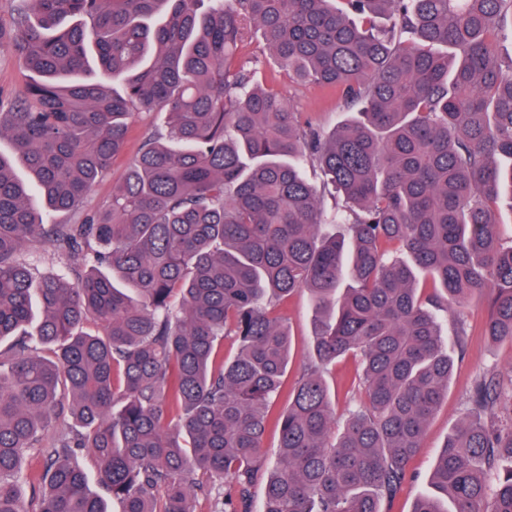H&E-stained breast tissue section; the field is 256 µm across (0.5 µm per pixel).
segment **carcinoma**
<instances>
[{
	"label": "carcinoma",
	"instance_id": "cac0c4a2",
	"mask_svg": "<svg viewBox=\"0 0 512 512\" xmlns=\"http://www.w3.org/2000/svg\"><path fill=\"white\" fill-rule=\"evenodd\" d=\"M330 2L28 0L13 22L29 82L0 106V512H110L93 481L121 512H250L259 481L262 512H388L448 395L440 316L486 296L485 335L512 342V53L492 49L512 0ZM254 30L339 91L331 132L238 61ZM140 112L164 124L89 206ZM37 244L65 273L35 272ZM298 292L311 351L276 412ZM348 356L339 428L325 374ZM507 402L498 375L474 381L413 512H512Z\"/></svg>",
	"mask_w": 512,
	"mask_h": 512
}]
</instances>
